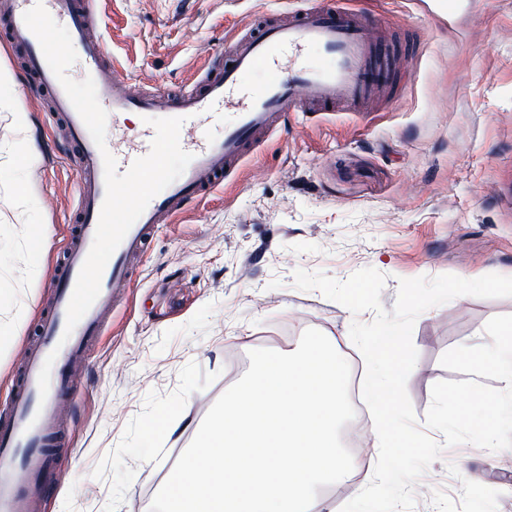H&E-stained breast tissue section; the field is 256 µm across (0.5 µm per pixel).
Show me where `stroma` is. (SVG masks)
<instances>
[{
	"mask_svg": "<svg viewBox=\"0 0 512 512\" xmlns=\"http://www.w3.org/2000/svg\"><path fill=\"white\" fill-rule=\"evenodd\" d=\"M313 2L97 0L93 31L141 90L167 95L198 80L205 55L229 59L238 37ZM350 5L409 61L364 111L289 113L223 185L158 225L97 342L70 365L80 395L56 450L62 484L38 512H150L207 411L249 368V351H294L309 328L351 366L356 414L341 439L354 469L321 490L339 512L378 458L365 363L349 334L376 314L296 289L295 271L344 281L375 268L388 310L402 278L512 276V0H458L452 11L440 0ZM23 58L0 17V406L52 303L76 207L64 132L46 121L48 94L32 91ZM22 138L36 148L28 162L16 154ZM505 314L512 297L460 296L418 316L406 386L417 422L436 382L465 378L441 356L489 343L486 322ZM178 409L171 436L144 439L159 412ZM414 494L412 512H512V449L444 448Z\"/></svg>",
	"mask_w": 512,
	"mask_h": 512,
	"instance_id": "obj_1",
	"label": "stroma"
}]
</instances>
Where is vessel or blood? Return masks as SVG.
Wrapping results in <instances>:
<instances>
[{"instance_id":"1","label":"vessel or blood","mask_w":512,"mask_h":512,"mask_svg":"<svg viewBox=\"0 0 512 512\" xmlns=\"http://www.w3.org/2000/svg\"><path fill=\"white\" fill-rule=\"evenodd\" d=\"M38 2L81 45L83 71L93 78L99 103L113 122L130 112L146 119L154 113L183 118L180 146L193 156L184 173L152 198L129 229L104 268L96 301L71 331L66 328L67 307L99 221L106 193L104 167L102 150L23 22L24 12ZM0 8L8 15L10 37L27 47L29 72L52 97L53 117L62 122L67 145L78 153L76 226L53 284L55 299L40 317L37 340L20 361L21 378L11 403L0 413V512H35L36 488L56 460L62 430L59 403L74 390L69 364L84 356L101 334L111 298L130 280V260L143 251L152 231L220 186L286 113L357 108L403 60L378 41L347 0H329L239 39L229 64L205 57L203 78L182 92L145 95L134 90L131 76L113 62L107 43L91 35L94 0H0ZM310 46L319 50V59L308 58ZM259 69L267 73L265 82L250 86L249 75ZM219 119L223 138H208V126ZM154 135L146 123L128 146L107 140L118 172L148 154ZM50 355L55 361L43 396L38 375Z\"/></svg>"}]
</instances>
